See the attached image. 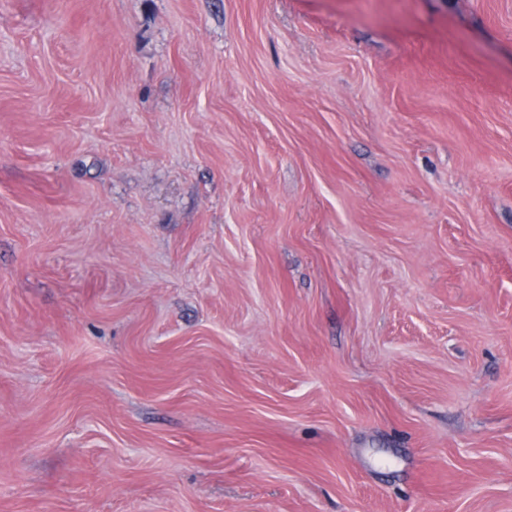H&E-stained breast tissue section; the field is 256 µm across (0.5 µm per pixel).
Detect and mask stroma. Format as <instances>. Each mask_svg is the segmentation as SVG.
Masks as SVG:
<instances>
[{"instance_id":"obj_1","label":"stroma","mask_w":512,"mask_h":512,"mask_svg":"<svg viewBox=\"0 0 512 512\" xmlns=\"http://www.w3.org/2000/svg\"><path fill=\"white\" fill-rule=\"evenodd\" d=\"M0 512H512V0H0Z\"/></svg>"}]
</instances>
